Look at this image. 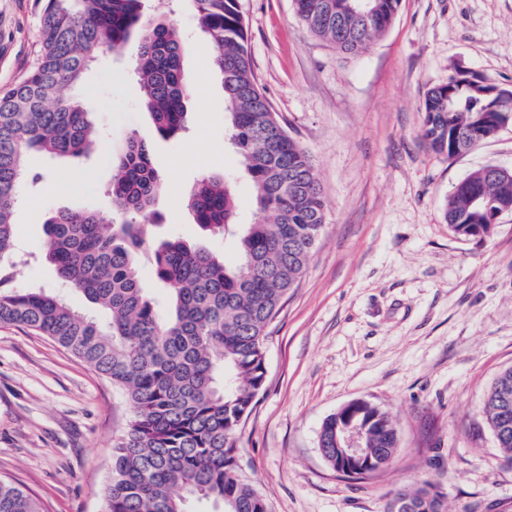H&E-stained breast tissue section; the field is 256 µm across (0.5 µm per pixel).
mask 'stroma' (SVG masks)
Instances as JSON below:
<instances>
[{
    "label": "stroma",
    "mask_w": 512,
    "mask_h": 512,
    "mask_svg": "<svg viewBox=\"0 0 512 512\" xmlns=\"http://www.w3.org/2000/svg\"><path fill=\"white\" fill-rule=\"evenodd\" d=\"M258 85L306 149L325 196V223L306 272L269 328L266 381L237 434L241 462L272 512H384L401 491L432 482L446 512H512V463L488 428L483 399L512 366V213L489 238L443 218L453 187L488 164L512 169V122L448 157L421 137L427 91L457 71L512 88V0H401L391 27L355 55L299 19L294 0H240ZM185 45L187 129L159 136L130 69L134 47L101 55L78 89L100 140L78 158L41 154L15 212V284L66 291L43 257L57 210L112 217L109 156L130 136L153 144L164 179L152 244L186 238L237 263L233 239L200 233L185 200L202 175L235 188L251 223L253 185L229 147L224 90L188 0H144ZM36 0H0V95L27 74L39 42ZM362 399L389 410L393 463L342 478L319 449L323 421ZM131 408L111 380L47 337L0 325V479L44 512H103L112 451Z\"/></svg>",
    "instance_id": "stroma-1"
}]
</instances>
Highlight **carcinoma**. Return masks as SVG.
Here are the masks:
<instances>
[{
    "label": "carcinoma",
    "instance_id": "obj_1",
    "mask_svg": "<svg viewBox=\"0 0 512 512\" xmlns=\"http://www.w3.org/2000/svg\"><path fill=\"white\" fill-rule=\"evenodd\" d=\"M189 2L224 88L230 146L254 184L256 220L238 223L229 181L203 176L187 207L202 230L237 236L239 261L228 266L215 252L176 236L161 242L150 260L170 292L163 312L146 294L138 265L163 190L151 143L131 136L112 157L109 193L120 224L107 228L97 212L65 209L44 226L45 259L96 314L44 288L15 287L14 213L31 151L80 157L95 142L92 107L63 90L79 85L100 55L119 52L133 39L141 100L162 138L181 135L188 89L180 32L163 17H145L143 0H46L36 61L0 96V324L50 338L125 393L132 420L113 448L106 512H189L191 501L218 505V512H270L239 464L236 435L265 384L268 328L302 278L325 223L310 157L280 124L254 78L240 0ZM294 3L313 34L347 54L383 34L400 6V0ZM494 87L474 72L431 88L422 104L427 147L452 157L492 138L500 129L494 118L512 117V101L491 94ZM476 196L493 211H512V171L490 178L481 167L454 187L444 206L454 234L479 238L488 232L485 208L473 204ZM504 390L512 396V367L496 377L484 399L492 429ZM353 428L363 433L367 460L388 468L398 433L391 414L372 404L324 420L329 465L336 466V438ZM443 500L444 493L427 482L398 493L387 512H444ZM0 512L43 510L37 498L0 481Z\"/></svg>",
    "mask_w": 512,
    "mask_h": 512
}]
</instances>
